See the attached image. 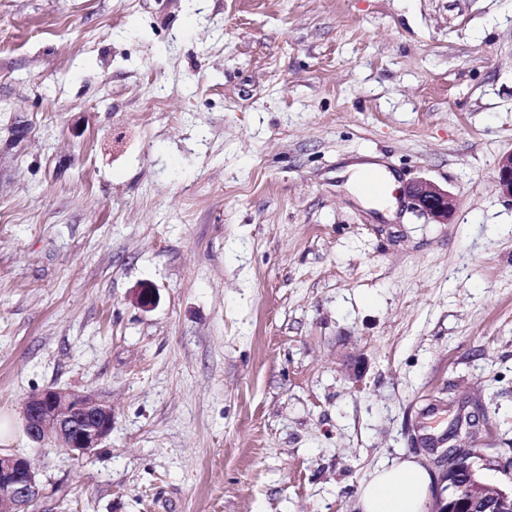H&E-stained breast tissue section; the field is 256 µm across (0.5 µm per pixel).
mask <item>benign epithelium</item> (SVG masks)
I'll return each mask as SVG.
<instances>
[{"instance_id":"1","label":"benign epithelium","mask_w":512,"mask_h":512,"mask_svg":"<svg viewBox=\"0 0 512 512\" xmlns=\"http://www.w3.org/2000/svg\"><path fill=\"white\" fill-rule=\"evenodd\" d=\"M496 181L502 194L512 199V151L497 162ZM412 209L446 224L455 209L448 190L417 180L404 188ZM29 437L38 443L51 441L70 454L99 448L112 432V405L87 392L48 387L30 395L24 404ZM448 498L437 497L433 512H512V489L492 484L469 470L467 478L455 473L443 476ZM39 491L37 473L21 455L0 454V512H31Z\"/></svg>"}]
</instances>
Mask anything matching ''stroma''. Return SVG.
I'll use <instances>...</instances> for the list:
<instances>
[{
    "mask_svg": "<svg viewBox=\"0 0 512 512\" xmlns=\"http://www.w3.org/2000/svg\"><path fill=\"white\" fill-rule=\"evenodd\" d=\"M512 0H0V414L37 512H358L475 415L512 486ZM448 189V223L339 178ZM144 285L151 309L138 307ZM47 387L101 448L31 440ZM496 181L502 194L512 199V151L500 156L496 168ZM29 437L70 454L99 448L112 432V406L95 394L48 387L24 404Z\"/></svg>",
    "mask_w": 512,
    "mask_h": 512,
    "instance_id": "stroma-1",
    "label": "stroma"
}]
</instances>
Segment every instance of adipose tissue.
<instances>
[{"instance_id": "adipose-tissue-1", "label": "adipose tissue", "mask_w": 512, "mask_h": 512, "mask_svg": "<svg viewBox=\"0 0 512 512\" xmlns=\"http://www.w3.org/2000/svg\"><path fill=\"white\" fill-rule=\"evenodd\" d=\"M432 476L415 458L376 467L357 491L359 512H421L430 496Z\"/></svg>"}]
</instances>
